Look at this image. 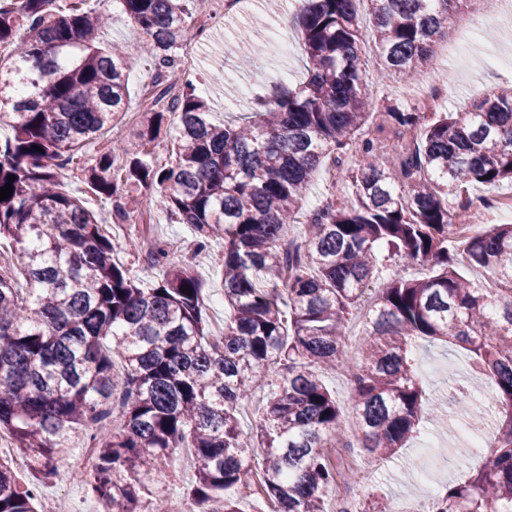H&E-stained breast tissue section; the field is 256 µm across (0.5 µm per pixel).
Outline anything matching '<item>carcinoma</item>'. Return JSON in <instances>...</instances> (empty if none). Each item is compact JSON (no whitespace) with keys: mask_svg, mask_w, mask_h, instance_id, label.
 Masks as SVG:
<instances>
[{"mask_svg":"<svg viewBox=\"0 0 512 512\" xmlns=\"http://www.w3.org/2000/svg\"><path fill=\"white\" fill-rule=\"evenodd\" d=\"M120 2L169 80L187 0ZM357 2L303 0L304 82L276 86L238 122L214 120L186 86L173 110L176 163L160 168L150 147L168 109L155 102L137 149L82 162L129 93L125 54L99 40L105 18L55 0H0V45H15L0 58V126L12 130L0 142V188L15 176L0 201V242L22 259L25 281L0 276V431L38 480L58 474L79 434L94 451L75 478L112 512H168L170 460L181 448L196 467L187 499L202 512H240L227 495L240 489L258 490L270 512H326L338 477L349 486L361 474L336 468L349 427L319 370L341 363L350 372L357 441L374 463L433 415L411 354L426 337L462 348L488 378L491 406L465 390L457 401L475 417L493 409L498 428L483 466L446 486L432 512H512V224L460 239L448 206L472 182L512 183V88L470 112L388 109L390 124L417 130L402 160L405 188L396 187L363 136L371 113ZM367 2L380 77L408 78L464 0ZM349 150L364 158L339 170L353 201L327 204L302 241L290 239L316 172ZM70 165L121 221V187L155 185L149 204L190 226L197 249L224 239V336L209 334L204 282L190 263L170 261L163 242L149 248L163 275L147 287L116 260L103 216L60 184ZM379 250L429 274L383 283L352 353L347 326ZM259 389L266 401L251 437L239 414ZM0 512H47L37 484L21 483L1 458Z\"/></svg>","mask_w":512,"mask_h":512,"instance_id":"1","label":"carcinoma"}]
</instances>
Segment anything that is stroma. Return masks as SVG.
<instances>
[{
  "mask_svg": "<svg viewBox=\"0 0 512 512\" xmlns=\"http://www.w3.org/2000/svg\"><path fill=\"white\" fill-rule=\"evenodd\" d=\"M87 5L109 15V23L100 39L124 49L129 74L127 110L120 114L112 130L85 147L84 157L89 160L111 152L115 144L135 141L154 71L143 35L119 0H88ZM298 7L297 0H265L261 6L245 5L240 14L229 18L224 15V0H205L204 4L194 7L176 51L178 86H195L218 118L231 121L249 112L254 99L269 92L277 73L288 72L289 83H298L306 74V58L292 21ZM357 9L364 18L362 63L369 74L371 108L378 111L389 107L413 108L408 86L430 80L429 67H422L408 80L380 78L377 49L371 37V25L366 21L365 0H360ZM505 10L501 0H465L461 5L444 45L454 47L463 30H470L471 35L463 57L447 56L442 60L443 71L437 79L443 86V93L434 106L435 111L471 107L500 86L512 84V70L506 71L497 65L498 54L512 52V17H506ZM476 16L486 19L487 27L470 29L469 24ZM253 52L259 54L260 66L237 69V56ZM224 71L238 73L251 82L248 101L233 105L234 89L214 78L215 73ZM63 176L67 190L81 196L89 208L107 215L104 230L112 239L116 255L131 267L134 275L144 280L158 276V269L149 263L146 247L154 241H164L171 259L190 262L207 284V322L212 324L223 317L224 301L218 276L224 254L222 239H213L206 250L196 251L188 225L175 223L166 213L147 206V199L158 195L157 187L137 185L123 189L121 202L131 216L130 222L125 223L110 218V202L92 195L78 171L68 168ZM133 239L142 243V250L130 249L129 242ZM415 361L424 389L438 399L442 398L445 387L455 386L464 379L474 380L465 351L441 341H418ZM474 382L477 395H488L483 381ZM465 419V414L461 413L450 421L421 423L419 434L407 443L401 458L379 469L366 465L362 451L339 454L340 463L358 466L363 473L362 482L351 492L352 497L360 501L375 490L387 497L391 512L414 503L428 507L429 498L437 487L478 468L484 459L483 454L468 445Z\"/></svg>",
  "mask_w": 512,
  "mask_h": 512,
  "instance_id": "stroma-1",
  "label": "stroma"
}]
</instances>
